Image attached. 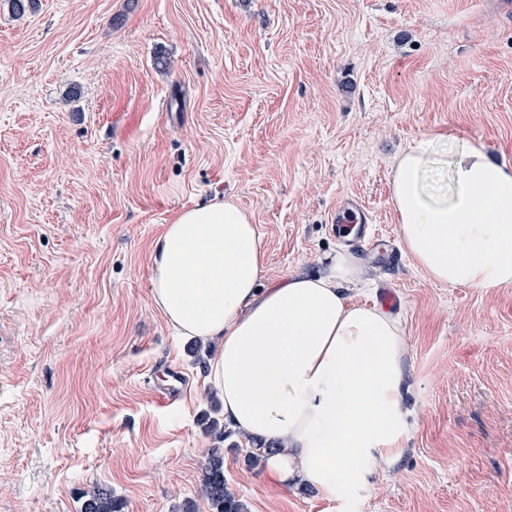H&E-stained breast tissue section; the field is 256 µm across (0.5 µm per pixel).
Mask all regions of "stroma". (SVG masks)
Instances as JSON below:
<instances>
[{"mask_svg": "<svg viewBox=\"0 0 512 512\" xmlns=\"http://www.w3.org/2000/svg\"><path fill=\"white\" fill-rule=\"evenodd\" d=\"M439 137L512 163L504 0H0V512H210L221 396L152 299L153 245L179 213L235 201L261 287L347 253L357 197L399 236L390 180ZM356 301L403 299L398 452L369 486L288 487L231 434L247 512H512V287L448 286L407 249L358 259ZM188 377L164 402L169 368ZM365 215L361 204L354 198L341 201L336 206L333 230L338 238L343 239L356 250H375L369 225L364 221Z\"/></svg>", "mask_w": 512, "mask_h": 512, "instance_id": "1", "label": "stroma"}]
</instances>
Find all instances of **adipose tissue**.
I'll return each instance as SVG.
<instances>
[{"label": "adipose tissue", "instance_id": "adipose-tissue-1", "mask_svg": "<svg viewBox=\"0 0 512 512\" xmlns=\"http://www.w3.org/2000/svg\"><path fill=\"white\" fill-rule=\"evenodd\" d=\"M453 165L437 138L414 139L393 171L400 237L435 281L512 287V164L466 142ZM152 297L182 335L217 341L208 384L242 436L275 445L282 484L326 498L370 483L400 438L404 340L398 318L353 301L358 271L339 254L317 276L259 290L261 239L248 214L215 198L165 225L152 252Z\"/></svg>", "mask_w": 512, "mask_h": 512}]
</instances>
